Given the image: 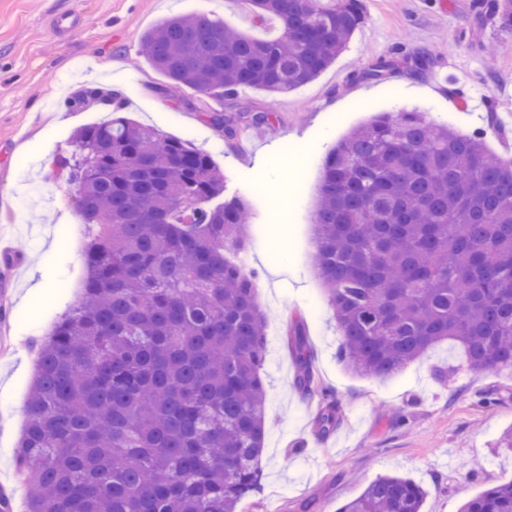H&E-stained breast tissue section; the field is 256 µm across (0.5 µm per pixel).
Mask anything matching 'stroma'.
Masks as SVG:
<instances>
[{"instance_id":"35a3bbf8","label":"stroma","mask_w":512,"mask_h":512,"mask_svg":"<svg viewBox=\"0 0 512 512\" xmlns=\"http://www.w3.org/2000/svg\"><path fill=\"white\" fill-rule=\"evenodd\" d=\"M480 0H364L365 23L336 61L312 82L282 95L246 88L223 103L190 90L161 94L167 80L138 52L142 34L163 18L209 14L255 38L277 35L236 0H0V482L14 512L28 489L16 476L14 442L29 393L27 370L40 343L80 292L84 226L59 164L70 138L105 120L98 106L67 111L88 86L119 93L125 114L163 136L205 150L223 171L228 194L242 193L252 219L239 251L258 274L267 317V434L261 489L237 512H336L377 477L401 474L427 491L423 512H460L487 486L512 479V373L478 372L442 343L402 372L379 380L354 373L338 357L340 332L314 267L313 214L326 153L374 115L417 110L462 132L482 131L496 154L512 152V32L475 22ZM425 54V70L413 57ZM393 58L383 80L353 73ZM272 111L269 123L251 118ZM238 117L240 136L225 137L214 113ZM48 285L41 313L20 305L31 255ZM301 326L313 354L315 389L295 385L287 344ZM337 402L334 432L315 417ZM479 461L476 475L458 466Z\"/></svg>"}]
</instances>
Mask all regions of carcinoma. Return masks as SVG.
I'll list each match as a JSON object with an SVG mask.
<instances>
[{"label":"carcinoma","instance_id":"obj_1","mask_svg":"<svg viewBox=\"0 0 512 512\" xmlns=\"http://www.w3.org/2000/svg\"><path fill=\"white\" fill-rule=\"evenodd\" d=\"M280 34L256 39L214 16L178 15L140 38L169 85L222 102L284 93L327 70L363 26L362 0H236ZM482 8L512 32V0ZM381 59L359 78L378 81ZM83 126L60 159L85 227L82 292L39 349L16 446L27 512H236L259 482L266 436V316L257 274L227 256L251 213L225 196L211 156L123 115ZM314 264L341 332L340 358L386 379L449 341L471 370L512 372V166L483 133L417 111L382 113L326 154ZM295 384L314 390L301 327ZM316 425L336 427V403ZM413 479L380 476L336 512H423ZM462 512H512V480Z\"/></svg>","mask_w":512,"mask_h":512}]
</instances>
